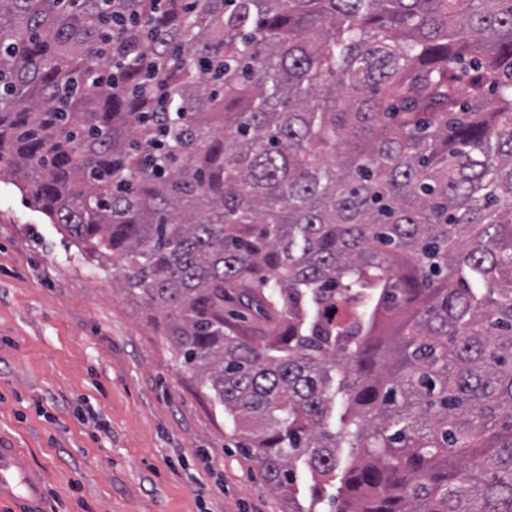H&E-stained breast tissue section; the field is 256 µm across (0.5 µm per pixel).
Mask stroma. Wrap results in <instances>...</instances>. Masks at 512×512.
<instances>
[{
    "label": "stroma",
    "mask_w": 512,
    "mask_h": 512,
    "mask_svg": "<svg viewBox=\"0 0 512 512\" xmlns=\"http://www.w3.org/2000/svg\"><path fill=\"white\" fill-rule=\"evenodd\" d=\"M117 272L0 180V439L48 512H288Z\"/></svg>",
    "instance_id": "stroma-1"
}]
</instances>
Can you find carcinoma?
Masks as SVG:
<instances>
[{"label":"carcinoma","instance_id":"obj_1","mask_svg":"<svg viewBox=\"0 0 512 512\" xmlns=\"http://www.w3.org/2000/svg\"><path fill=\"white\" fill-rule=\"evenodd\" d=\"M3 174L288 512H512V0H0Z\"/></svg>","mask_w":512,"mask_h":512}]
</instances>
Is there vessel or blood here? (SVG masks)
<instances>
[{"label":"vessel or blood","instance_id":"vessel-or-blood-1","mask_svg":"<svg viewBox=\"0 0 512 512\" xmlns=\"http://www.w3.org/2000/svg\"><path fill=\"white\" fill-rule=\"evenodd\" d=\"M46 479L25 450L0 443V500L12 512H45Z\"/></svg>","mask_w":512,"mask_h":512}]
</instances>
